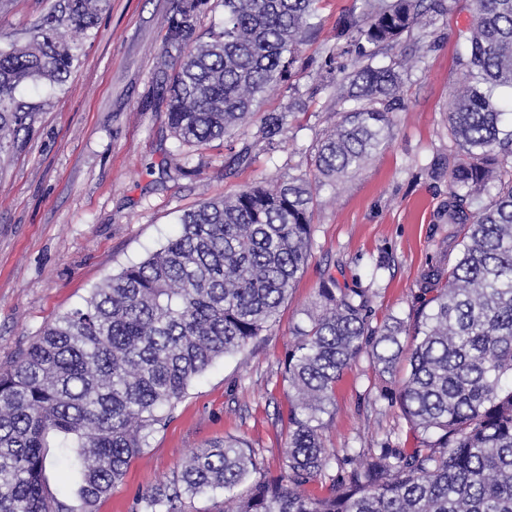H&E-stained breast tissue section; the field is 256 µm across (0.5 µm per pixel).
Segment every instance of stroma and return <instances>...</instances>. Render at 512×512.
<instances>
[{
  "label": "stroma",
  "instance_id": "stroma-1",
  "mask_svg": "<svg viewBox=\"0 0 512 512\" xmlns=\"http://www.w3.org/2000/svg\"><path fill=\"white\" fill-rule=\"evenodd\" d=\"M54 0H9L0 35H15L46 15ZM177 0H110L80 66L59 87L21 89L38 106L22 150L0 153V371L44 326L83 304L106 276L144 260L175 236L178 218L256 182L313 179L318 141L336 121V86L355 60L341 22L362 0H320L316 28L287 77L257 99L249 121L203 147L180 145L156 88L166 20ZM476 0H444L376 65L408 58L391 139L344 182L317 189L311 258L276 321L240 353L218 359L190 385L165 426L150 434L97 512H135L138 499L168 484L184 458L225 436L259 450L279 473L288 437V387L282 361L323 278L365 289L374 321L412 318L422 304L428 265L454 261V228L437 214L448 198L436 174L448 154L446 111L462 81L458 36ZM337 47L327 60L329 47ZM287 112L288 131L268 146L262 118ZM246 163L234 164L240 151ZM381 380L360 358L336 388L324 416L329 448L418 445L398 408L380 396Z\"/></svg>",
  "mask_w": 512,
  "mask_h": 512
}]
</instances>
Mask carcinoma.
<instances>
[{
  "label": "carcinoma",
  "instance_id": "obj_1",
  "mask_svg": "<svg viewBox=\"0 0 512 512\" xmlns=\"http://www.w3.org/2000/svg\"><path fill=\"white\" fill-rule=\"evenodd\" d=\"M110 0H56L25 43L0 36V151L20 149L36 106L20 86L63 84ZM319 0H222V25L196 35L209 0H178L164 58L177 61L168 119L180 144L202 146L247 122L258 94L288 71ZM442 0H368L346 34L357 65L336 86L338 119L315 154V183L361 170L392 137L401 82L376 67ZM462 87L452 95L441 162L448 201L438 213L460 228L459 255L427 268L424 308L409 322L372 325L365 290L332 276L282 361L293 405L280 473H262L257 450L228 436L185 458L169 485L141 498L143 512H186L185 499L229 493L222 512H512V128L497 92H512V0H477L459 34ZM287 115L260 128L269 143ZM312 183L257 182L179 219L159 250L96 286L47 325L0 373V512H97L146 437L163 426L191 382L240 351L275 320L311 256ZM397 387L383 393L420 433L417 448L324 447L321 414L361 356ZM73 448L71 503L47 489L49 449ZM326 493L307 494L331 464Z\"/></svg>",
  "mask_w": 512,
  "mask_h": 512
}]
</instances>
